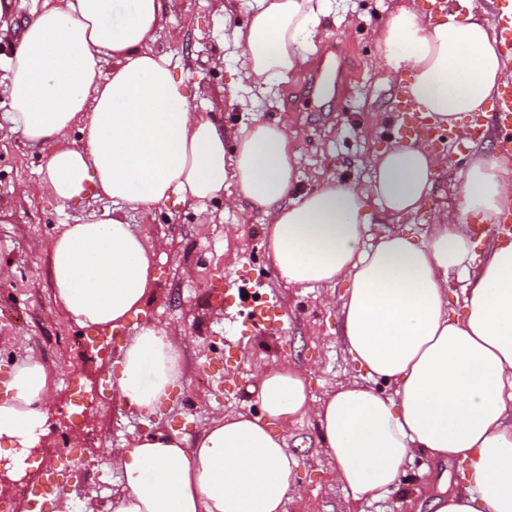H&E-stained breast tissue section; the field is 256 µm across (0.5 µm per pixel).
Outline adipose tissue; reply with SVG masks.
<instances>
[{
    "label": "adipose tissue",
    "instance_id": "adipose-tissue-1",
    "mask_svg": "<svg viewBox=\"0 0 512 512\" xmlns=\"http://www.w3.org/2000/svg\"><path fill=\"white\" fill-rule=\"evenodd\" d=\"M326 2L254 0L247 26L233 27L230 40L255 86L287 81L304 64ZM170 6L43 0L17 50L0 59L7 130L43 149L47 193L63 203L112 201L49 241L56 304L88 330L145 313L156 248L127 221V209L222 196L227 206L242 201L262 215L283 283L344 285L345 349L369 378L396 389L385 396L347 383L318 403L303 371H259L262 417L220 415L191 442L155 430L112 449L121 490L101 505L87 486L86 512H283L300 459L271 425L307 415L349 501L396 489L406 464L423 453L462 467L454 489H426L435 512H512V241L495 240L481 260L469 235L472 220L491 224L512 209V167L476 152L458 174L455 208L439 210L427 235L396 228L365 244L375 215L420 209L445 155L420 138L400 140L372 156L367 185L332 178L295 193L301 147L288 126L255 120L227 136L191 111L188 76L152 53ZM377 46L382 65L401 75L402 92L439 128L458 129L512 80L495 33L470 11L454 8L428 22L416 0H401ZM454 273L472 277L459 316L449 301ZM182 348L173 332L141 327L120 349L115 401L155 413L183 380ZM51 395L41 362L13 363L0 387V443L15 448V461L45 435Z\"/></svg>",
    "mask_w": 512,
    "mask_h": 512
}]
</instances>
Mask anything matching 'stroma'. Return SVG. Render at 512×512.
<instances>
[{
    "instance_id": "35a3bbf8",
    "label": "stroma",
    "mask_w": 512,
    "mask_h": 512,
    "mask_svg": "<svg viewBox=\"0 0 512 512\" xmlns=\"http://www.w3.org/2000/svg\"><path fill=\"white\" fill-rule=\"evenodd\" d=\"M394 0H332L325 29L313 37L303 66L286 82L264 89L245 80V62L224 42V14L215 0H173L164 28L151 43L156 55L189 72L199 87L191 101L195 112L214 113L235 130L252 120L279 121L302 144L299 187L311 189L327 178L365 183L374 153L399 137L389 111L399 89L397 78L380 68L375 32L386 21ZM223 55L222 68L212 60ZM240 80L238 99L228 103L230 80ZM387 113L373 124L372 112ZM490 115L479 116L451 134L448 166L436 176V190L415 213L398 225L413 236L424 234L435 208L456 200L459 171L473 150L493 149ZM41 148L19 136H0V265L10 275L0 279V381L15 360L30 356L55 374V402L49 411L44 462L76 447L81 471L63 482L58 495L69 496L71 512H85L83 489L95 484L104 498L121 487L118 466L103 464L111 449L131 444L149 430H174L195 438L219 414L261 415L249 391L257 368L289 365L307 369L308 387L324 399L339 384L365 381L351 364L340 336L342 287L291 288L269 265L262 219L248 207L225 208L223 200L204 205L168 204L149 211H129L142 236L164 249L156 260L155 288L145 316L131 318L115 331L80 328L55 305L47 274L45 246L60 225L81 223L94 204L60 205L43 188ZM260 286L275 292L287 324L264 328L242 323L224 301L228 287ZM181 331L186 382L173 389L162 417L142 418L112 399L119 376L120 346L143 323ZM205 385H197L198 373ZM289 449L301 460L298 492L284 512H347L344 495L325 456L313 418L277 424ZM457 481V466H443L420 455L407 464L398 490L362 502V512H430L421 490L440 477Z\"/></svg>"
}]
</instances>
